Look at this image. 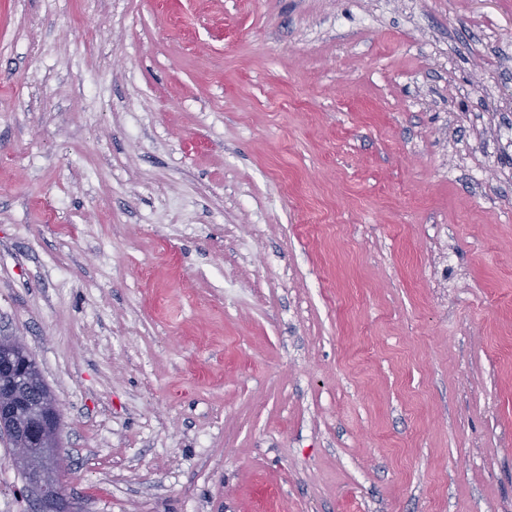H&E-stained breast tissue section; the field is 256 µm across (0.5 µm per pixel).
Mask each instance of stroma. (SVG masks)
<instances>
[{
	"label": "stroma",
	"mask_w": 512,
	"mask_h": 512,
	"mask_svg": "<svg viewBox=\"0 0 512 512\" xmlns=\"http://www.w3.org/2000/svg\"><path fill=\"white\" fill-rule=\"evenodd\" d=\"M0 333L82 512H512V0H0Z\"/></svg>",
	"instance_id": "obj_1"
}]
</instances>
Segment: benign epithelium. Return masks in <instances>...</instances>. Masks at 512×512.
Returning <instances> with one entry per match:
<instances>
[{
  "label": "benign epithelium",
  "mask_w": 512,
  "mask_h": 512,
  "mask_svg": "<svg viewBox=\"0 0 512 512\" xmlns=\"http://www.w3.org/2000/svg\"><path fill=\"white\" fill-rule=\"evenodd\" d=\"M63 414L38 376L32 352L13 336H0V434L13 443L14 462L28 480L35 512H76L60 491L54 472L44 465L60 463Z\"/></svg>",
  "instance_id": "7a95c632"
}]
</instances>
